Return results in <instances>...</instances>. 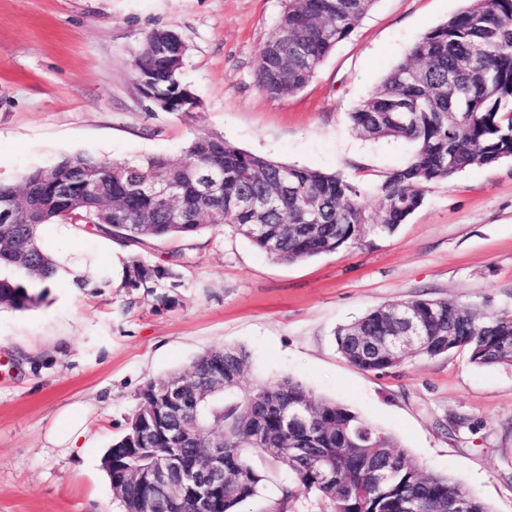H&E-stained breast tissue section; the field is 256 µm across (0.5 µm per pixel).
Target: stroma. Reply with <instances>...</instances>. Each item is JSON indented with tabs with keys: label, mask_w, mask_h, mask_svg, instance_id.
Here are the masks:
<instances>
[{
	"label": "stroma",
	"mask_w": 512,
	"mask_h": 512,
	"mask_svg": "<svg viewBox=\"0 0 512 512\" xmlns=\"http://www.w3.org/2000/svg\"><path fill=\"white\" fill-rule=\"evenodd\" d=\"M284 0H0V179L61 156L180 158L196 131L276 162L338 173L363 202L410 143L366 137L351 114L430 29L464 0H375L301 91L270 95L259 56ZM179 33L196 118L153 109L133 62L145 35ZM51 251L95 269L100 288L51 284L40 306L0 309V512H122L101 459L125 431L137 391L186 371L202 352L241 346V387L290 376L396 438L412 462L447 476L490 512H512V365L465 354L415 356L374 373L338 352L337 327L414 298L512 311V158L427 185L422 206L391 235L362 234L339 252L278 262L231 227L129 245L44 225ZM173 266L161 304L127 287L129 257ZM87 408V445L63 454L48 437L62 408ZM267 480L247 512H269L289 474L255 456Z\"/></svg>",
	"instance_id": "35a3bbf8"
}]
</instances>
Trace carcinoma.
Segmentation results:
<instances>
[{
    "label": "carcinoma",
    "instance_id": "obj_1",
    "mask_svg": "<svg viewBox=\"0 0 512 512\" xmlns=\"http://www.w3.org/2000/svg\"><path fill=\"white\" fill-rule=\"evenodd\" d=\"M342 0H286L276 28L260 54L257 78L270 95L302 90L334 47L346 39L372 7L341 9ZM187 47L171 30L150 32L134 60L136 78L169 111L191 115L201 103L182 79ZM456 123L448 125V113ZM372 138H397L415 145L412 160L389 173L375 190L377 217L367 213L361 188L335 174L277 163L249 153L209 132H199L182 157L111 161L85 154L62 156L51 168H37L15 182H0V198L26 194L40 204L30 218L18 210L0 217V308L27 310L44 298V283L55 272L52 254L40 240L45 224H75L91 235L124 243L192 238L206 228L229 225L270 258L286 263L335 253L357 240L366 224L390 235L421 207L425 187L468 167L512 157V0H467L447 22L427 32L381 87L351 115ZM93 176L96 194L83 179ZM172 186L176 211L159 206L148 187ZM319 219L309 223L308 205ZM175 277L169 266L136 257L124 268L125 284L154 292ZM421 332L435 346L453 324L448 352L462 351L477 366L512 363V312L478 305L416 298ZM389 306L374 308L336 330L338 351L352 365L383 372L404 359L361 346L356 337L391 336L396 324ZM250 353L217 346L200 354L184 373L200 385L224 376V389L203 401L185 400L183 417L167 420L146 413L163 400L165 379L150 380L136 394L137 407L126 431L107 449L102 464L112 486L134 471L148 469L154 453L183 448L191 466L202 457L193 433L222 434L224 468L233 479L224 487L217 512H241L265 481L253 456L266 454L315 495L321 512H449L464 499L468 512L488 507L461 484L431 473L418 476L399 442L348 407L317 398L302 382L283 377L259 382L235 398ZM277 395L279 406L255 403ZM300 420L286 427L284 414ZM150 436L147 444L140 434ZM294 448L286 462L275 448ZM326 461L320 471L310 459Z\"/></svg>",
    "mask_w": 512,
    "mask_h": 512
}]
</instances>
